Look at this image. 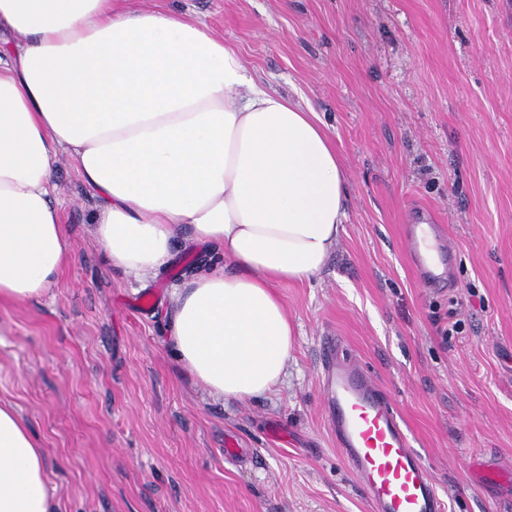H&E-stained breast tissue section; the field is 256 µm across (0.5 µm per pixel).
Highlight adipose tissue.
Listing matches in <instances>:
<instances>
[{
  "mask_svg": "<svg viewBox=\"0 0 512 512\" xmlns=\"http://www.w3.org/2000/svg\"><path fill=\"white\" fill-rule=\"evenodd\" d=\"M0 301L41 297L69 256L54 164L73 157L96 234L134 276L173 256L171 227L214 255L176 293L169 342L214 395L272 393L294 329L277 293L324 270L347 175L316 112L248 75L204 24L117 0H0ZM234 270H227L225 259ZM49 459L0 401V512H55Z\"/></svg>",
  "mask_w": 512,
  "mask_h": 512,
  "instance_id": "obj_1",
  "label": "adipose tissue"
}]
</instances>
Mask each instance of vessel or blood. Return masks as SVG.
Segmentation results:
<instances>
[{"mask_svg":"<svg viewBox=\"0 0 512 512\" xmlns=\"http://www.w3.org/2000/svg\"><path fill=\"white\" fill-rule=\"evenodd\" d=\"M402 238L422 285H453L456 252L432 212L421 211L416 223L404 225ZM320 375L325 420L370 512H447L389 393L348 353L340 337L323 338Z\"/></svg>","mask_w":512,"mask_h":512,"instance_id":"b4317fda","label":"vessel or blood"}]
</instances>
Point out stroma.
Here are the masks:
<instances>
[{
	"instance_id": "1",
	"label": "stroma",
	"mask_w": 512,
	"mask_h": 512,
	"mask_svg": "<svg viewBox=\"0 0 512 512\" xmlns=\"http://www.w3.org/2000/svg\"><path fill=\"white\" fill-rule=\"evenodd\" d=\"M129 5L206 25L317 112L348 175L345 231L319 277L278 288L297 333L278 391L226 401L168 344L175 290L211 247L178 227L161 271L127 275L60 154L71 260L40 299L0 303V399L46 449L58 512H369L324 417L319 347L336 335L392 396L448 512H512V488L482 481L512 469V0ZM415 205L447 226L452 289L409 265ZM229 436L249 461L225 463Z\"/></svg>"
}]
</instances>
